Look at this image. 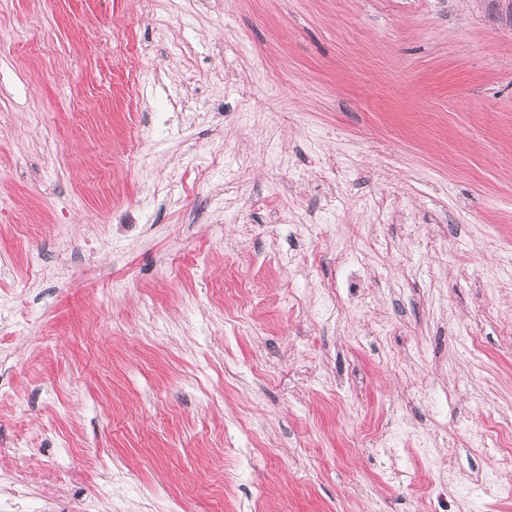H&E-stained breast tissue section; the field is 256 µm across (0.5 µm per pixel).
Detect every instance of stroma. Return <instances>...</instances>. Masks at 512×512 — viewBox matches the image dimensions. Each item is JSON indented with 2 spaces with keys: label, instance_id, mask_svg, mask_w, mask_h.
<instances>
[{
  "label": "stroma",
  "instance_id": "obj_1",
  "mask_svg": "<svg viewBox=\"0 0 512 512\" xmlns=\"http://www.w3.org/2000/svg\"><path fill=\"white\" fill-rule=\"evenodd\" d=\"M0 499L490 512L512 0H0Z\"/></svg>",
  "mask_w": 512,
  "mask_h": 512
}]
</instances>
